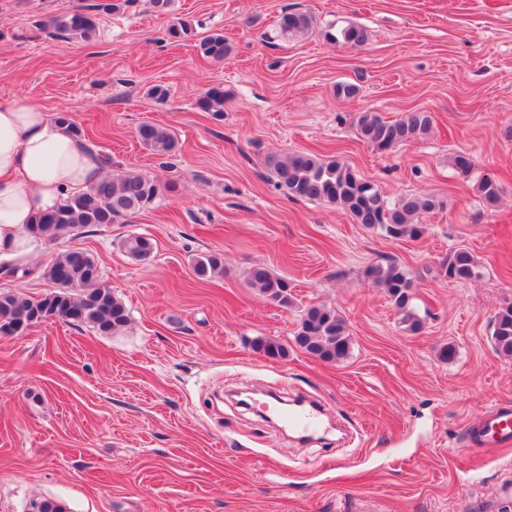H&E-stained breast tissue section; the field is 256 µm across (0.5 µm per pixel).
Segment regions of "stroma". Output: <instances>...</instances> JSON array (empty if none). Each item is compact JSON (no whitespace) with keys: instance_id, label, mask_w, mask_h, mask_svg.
I'll list each match as a JSON object with an SVG mask.
<instances>
[{"instance_id":"1","label":"stroma","mask_w":512,"mask_h":512,"mask_svg":"<svg viewBox=\"0 0 512 512\" xmlns=\"http://www.w3.org/2000/svg\"><path fill=\"white\" fill-rule=\"evenodd\" d=\"M100 0H0V97L28 96L68 113L111 172L153 178L158 195L127 222L38 243L25 272L0 290L39 297L47 264L94 256L124 302L115 334L51 319L0 333V512L47 498L67 512H512V447L472 444L469 426L512 403V359L492 320L512 304V0H149L99 12L89 41L43 30L48 17ZM311 16L282 36L283 12ZM190 19L198 36L223 32L221 62L168 39ZM349 24L368 40H327ZM340 83L354 96L337 95ZM168 88L166 101L147 95ZM223 117L200 111L209 88ZM425 111L430 135L379 152L354 122ZM145 121L177 140L174 156L138 140ZM295 151L340 160L390 200L442 199L425 234L392 240L337 206L292 198L267 160ZM468 153L472 179L452 168ZM496 178L497 203L478 177ZM152 239L150 262L123 248ZM468 248L479 278L448 281L439 264ZM219 253L224 273L202 278L197 257ZM396 263L414 281L423 327L409 331L385 289L365 274ZM287 277L293 303L248 283L252 266ZM324 304L346 321L351 352L330 364L300 350L304 310ZM288 350L271 358L257 339ZM456 356L446 361L443 347ZM305 398L324 430L300 437L241 404L249 387ZM226 94L224 89L214 87L205 92L197 101L198 108L203 112H212L216 117L224 115V100Z\"/></svg>"}]
</instances>
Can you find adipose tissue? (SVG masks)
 Listing matches in <instances>:
<instances>
[{"instance_id":"adipose-tissue-1","label":"adipose tissue","mask_w":512,"mask_h":512,"mask_svg":"<svg viewBox=\"0 0 512 512\" xmlns=\"http://www.w3.org/2000/svg\"><path fill=\"white\" fill-rule=\"evenodd\" d=\"M102 175L100 157L28 97L0 98V263L23 260L30 224Z\"/></svg>"}]
</instances>
